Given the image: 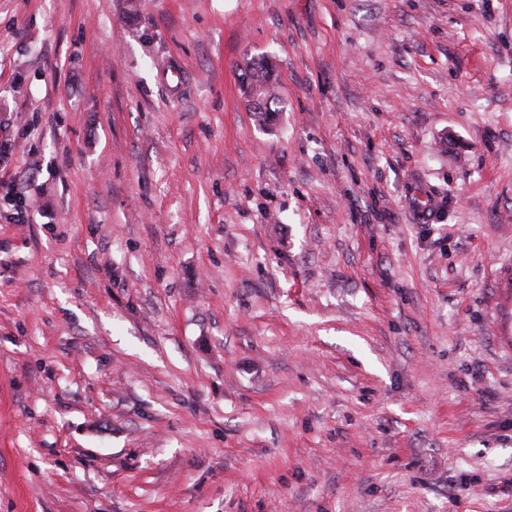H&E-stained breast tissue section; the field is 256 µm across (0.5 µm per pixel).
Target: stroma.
<instances>
[{
  "label": "stroma",
  "mask_w": 512,
  "mask_h": 512,
  "mask_svg": "<svg viewBox=\"0 0 512 512\" xmlns=\"http://www.w3.org/2000/svg\"><path fill=\"white\" fill-rule=\"evenodd\" d=\"M1 138L0 512H512V0H0ZM271 71L272 68L269 64L250 63L246 65L244 72L241 74L242 83L243 86H245V89L251 87L253 83H257L259 81H261L265 86L266 103L264 107H258V111H253L259 120L264 122L269 119L272 112H277V109L272 107L274 104H276V100L278 98L273 90V87L271 86Z\"/></svg>",
  "instance_id": "obj_1"
}]
</instances>
